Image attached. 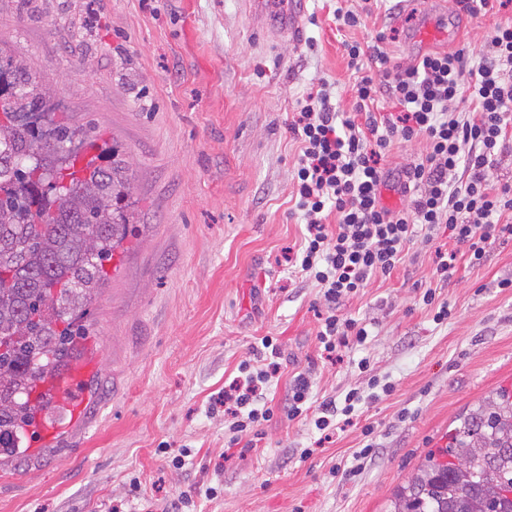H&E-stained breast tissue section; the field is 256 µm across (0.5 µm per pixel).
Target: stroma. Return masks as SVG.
Listing matches in <instances>:
<instances>
[{
  "label": "stroma",
  "mask_w": 512,
  "mask_h": 512,
  "mask_svg": "<svg viewBox=\"0 0 512 512\" xmlns=\"http://www.w3.org/2000/svg\"><path fill=\"white\" fill-rule=\"evenodd\" d=\"M446 2L472 67L512 22V4L470 15ZM361 5L305 0L295 45L245 0H0V57L31 59L54 111L116 142L141 172L139 221L78 319L85 351L100 357L83 418L22 466L0 465V512H164L185 491L191 512H387L397 486L446 445L455 417L512 385V242L490 245L483 266L458 262L446 284L433 275L434 247L414 244L390 278L339 306L366 323L365 345L337 362L320 355L321 292L286 260L304 230L289 126L322 86L337 110H351L343 40L370 43L389 26L391 62L418 58L409 14L434 0H392L391 12L340 29L335 8ZM429 287L452 310L443 323L420 300ZM265 336L285 357L269 383L274 404L304 372L312 404L353 388L365 395L351 424L325 439L312 418L278 412L258 447L227 448L213 401ZM376 382L393 390L372 402ZM182 448L191 454L179 467Z\"/></svg>",
  "instance_id": "obj_1"
}]
</instances>
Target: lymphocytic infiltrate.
Returning <instances> with one entry per match:
<instances>
[{
	"mask_svg": "<svg viewBox=\"0 0 512 512\" xmlns=\"http://www.w3.org/2000/svg\"><path fill=\"white\" fill-rule=\"evenodd\" d=\"M348 41L344 50L355 70L351 115L336 112L327 89L309 93L290 126L299 140L295 180L297 208L306 224L304 241L288 259L296 277L317 283L326 310L319 316L322 355L337 353L368 338L365 324L336 313L342 299L359 294L371 279L390 277L415 240L433 242L447 229L453 250L437 252L435 276L450 280L457 257L484 264L492 241L512 237V183L495 181L493 171L512 145V23L497 26L489 49L475 68L464 70L462 52H430L408 66L389 65L379 45ZM397 107L378 118L380 97ZM422 137L426 152L398 173L384 164L394 141ZM396 180L411 198L409 210L382 203L381 189ZM335 224H327L328 214ZM263 356L242 362L241 374L224 392L229 447L253 448L262 440L261 422L274 408L266 390L282 368L277 338L261 339ZM310 382L298 374L282 412L294 420L313 414L315 428L334 432L338 416L349 417L360 401L357 390L343 400L329 397L309 410Z\"/></svg>",
	"mask_w": 512,
	"mask_h": 512,
	"instance_id": "f902f5d3",
	"label": "lymphocytic infiltrate"
}]
</instances>
